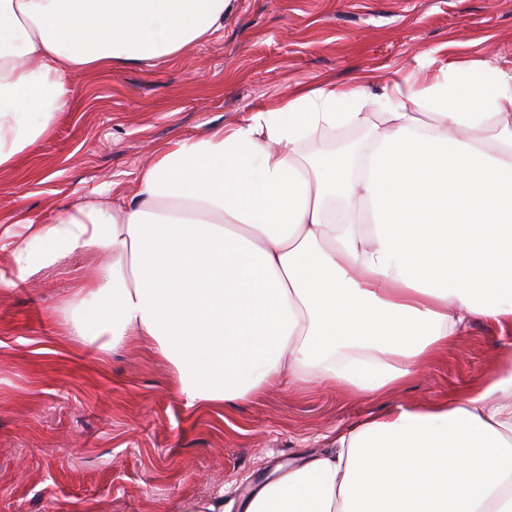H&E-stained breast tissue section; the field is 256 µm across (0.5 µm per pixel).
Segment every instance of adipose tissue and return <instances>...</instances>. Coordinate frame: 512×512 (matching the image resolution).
<instances>
[{
    "mask_svg": "<svg viewBox=\"0 0 512 512\" xmlns=\"http://www.w3.org/2000/svg\"><path fill=\"white\" fill-rule=\"evenodd\" d=\"M231 2L0 0V168L52 131L75 73L165 63L223 27ZM346 126L363 138L305 154ZM0 252L19 283L107 255L65 301L68 335L151 346L186 406L286 383L382 393L470 319L512 322V71L451 63L378 96L296 87L156 146L135 190L104 183L54 223L0 236ZM333 444L242 512H512V348L466 390Z\"/></svg>",
    "mask_w": 512,
    "mask_h": 512,
    "instance_id": "adipose-tissue-1",
    "label": "adipose tissue"
}]
</instances>
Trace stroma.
Returning <instances> with one entry per match:
<instances>
[{"mask_svg": "<svg viewBox=\"0 0 512 512\" xmlns=\"http://www.w3.org/2000/svg\"><path fill=\"white\" fill-rule=\"evenodd\" d=\"M448 63L512 70V0H233L224 27L148 69L75 74L70 109L0 170V234L48 224L107 180L134 189L155 146L200 138L296 85L347 89ZM97 260L0 286V512H179L231 503L277 467L331 452L336 431L399 404L461 391L512 345V325L474 319L436 363L381 396L284 384L232 408L186 407L144 346L107 353L63 336L60 309Z\"/></svg>", "mask_w": 512, "mask_h": 512, "instance_id": "stroma-1", "label": "stroma"}]
</instances>
